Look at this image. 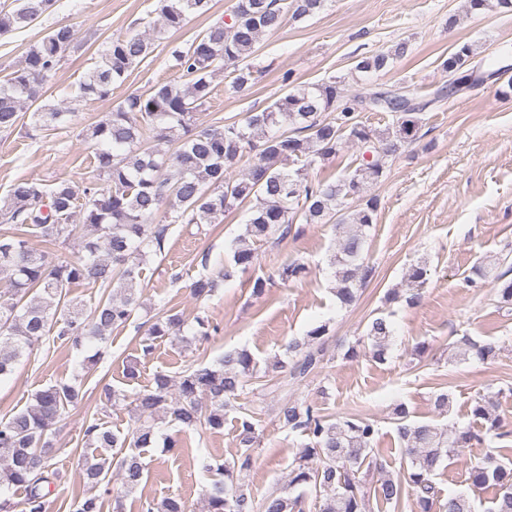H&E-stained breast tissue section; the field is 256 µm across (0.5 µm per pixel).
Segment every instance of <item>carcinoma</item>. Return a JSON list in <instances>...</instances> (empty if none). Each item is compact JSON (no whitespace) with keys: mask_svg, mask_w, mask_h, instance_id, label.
I'll return each instance as SVG.
<instances>
[{"mask_svg":"<svg viewBox=\"0 0 512 512\" xmlns=\"http://www.w3.org/2000/svg\"><path fill=\"white\" fill-rule=\"evenodd\" d=\"M11 10L0 9V36L26 29L54 5L55 0H14ZM210 0H156L157 21L150 32H131L108 41L98 59L79 83L77 97L105 100L112 86L123 82L129 72L147 60L157 42L186 25L188 15L209 11ZM326 0H236L231 22L220 19L197 34L183 48L171 52L176 77L154 84L146 94H131L121 105L95 125L82 131L94 150L98 181L76 186L61 181L48 188L29 179L15 181L0 197V274L8 284L0 290V380L12 375L21 357L55 333V338L74 348L84 340L99 343L112 331L127 324L139 302L142 266L163 247L169 224H217L224 213L252 203L245 237L232 257V266L192 283V293L209 299L232 273L251 268L257 260L253 245L279 243L293 224H334L339 248L333 256L334 288L338 303L348 308L356 303L359 288L373 276L365 263L368 231L377 221L378 200L367 189L387 176L389 160L417 138L419 113L431 101L394 89L369 91L351 102H343L342 81L329 80L311 86H294L261 112H253L245 123L223 126L200 122V115L213 91L215 76L232 68L233 87L250 83V57L267 33L278 31L287 18L301 20L321 11ZM74 44L68 24L53 27L32 45L22 62L0 78V132L15 129L22 110L35 107L31 129L43 130L65 124L73 111L46 103L44 88L54 77L64 53ZM408 52L398 42L387 50L362 58L352 77L380 73ZM474 54L472 45L456 47L443 67L451 79L448 95L472 75L466 66ZM360 112H394L396 121L376 130L358 119ZM179 142L172 152L162 148ZM351 142L364 149L362 163L350 174L334 181L308 180V169L336 156L342 144ZM257 151V161L238 180L228 170L244 153ZM361 201L352 210L344 203ZM165 223L156 224L158 213ZM46 242L66 244L79 240L81 254L72 260H55L50 253L30 245L27 230ZM500 259L490 258L474 268L476 279L492 278L501 302L512 304V279L497 272ZM307 274L303 263L282 266V281L299 280ZM476 279L469 284H476ZM94 284L112 289L91 311L69 298L75 284ZM187 324L178 314L153 323L143 343L149 354L154 342L176 338ZM393 326L385 317L371 321L364 335V348L378 362L387 360ZM500 348L492 342L468 338L456 342L452 358L460 361L495 359ZM321 351L308 350L293 367L275 357L266 363L264 375L280 388L288 378L306 375L320 361ZM98 356L87 359L82 373L68 383L48 385L33 395L25 409L0 419V487L21 488L25 496L22 512H47L45 493L50 484L55 456V426L70 406L82 400L84 375ZM290 376H284V373ZM258 373V364L246 350L224 353L216 365L190 363L178 379L158 373L153 384L119 395L105 389L107 400H130L135 427L120 435L99 423L84 431L85 447L80 473L88 492L74 498L69 512H101L103 497H119L143 482L146 465L141 450L156 444L160 414L184 429L224 428L226 402L243 394ZM399 436L407 460L403 472L392 475L383 465H373L371 452L378 434L367 418L336 420L320 415L299 400H286L277 418L284 428L301 431L305 441L298 446L288 480V489L257 500L244 479L236 473L249 470L250 449L259 439V424L245 417L239 423V458L217 467L220 478L205 490L207 512H303L307 496L322 502L321 512H368L369 497L360 478L362 470L378 471L376 497L397 508L404 493L415 496L417 512H473L470 499L450 494L441 499L434 477L441 464L458 455L476 440L492 436L502 439L497 417L487 402L476 401L472 415L483 420L482 429L441 427L432 422L405 423V406L395 407ZM130 448L114 459V448ZM120 471L121 488L112 489V463ZM470 486L475 490L493 486L498 496L488 512H512V467L489 452L480 464L465 463ZM302 491L294 496L291 490ZM101 488L103 494L94 490Z\"/></svg>","mask_w":512,"mask_h":512,"instance_id":"carcinoma-1","label":"carcinoma"}]
</instances>
